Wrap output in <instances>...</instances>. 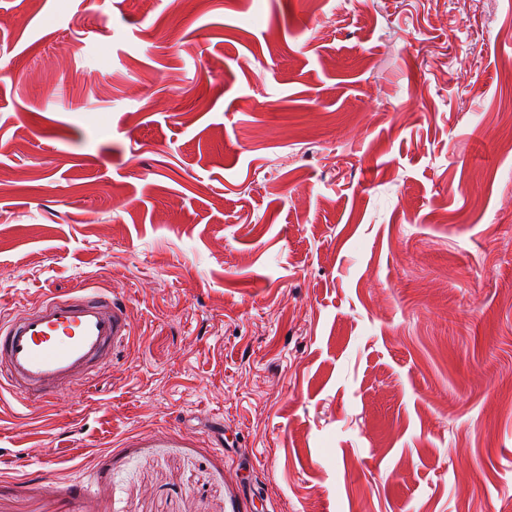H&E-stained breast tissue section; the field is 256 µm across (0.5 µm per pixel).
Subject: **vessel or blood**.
Here are the masks:
<instances>
[{
    "label": "vessel or blood",
    "instance_id": "obj_1",
    "mask_svg": "<svg viewBox=\"0 0 512 512\" xmlns=\"http://www.w3.org/2000/svg\"><path fill=\"white\" fill-rule=\"evenodd\" d=\"M128 336L125 304L96 290L0 315V390L50 401L74 382L91 381Z\"/></svg>",
    "mask_w": 512,
    "mask_h": 512
}]
</instances>
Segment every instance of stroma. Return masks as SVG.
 Masks as SVG:
<instances>
[{
	"instance_id": "obj_1",
	"label": "stroma",
	"mask_w": 512,
	"mask_h": 512,
	"mask_svg": "<svg viewBox=\"0 0 512 512\" xmlns=\"http://www.w3.org/2000/svg\"><path fill=\"white\" fill-rule=\"evenodd\" d=\"M512 0H0V512H512ZM223 450H216V442ZM52 296L39 305L0 314V390L45 402L74 382H89L95 367L129 337L127 308L112 291Z\"/></svg>"
}]
</instances>
